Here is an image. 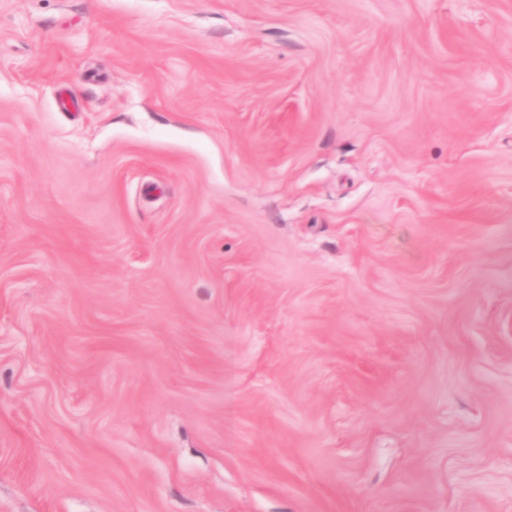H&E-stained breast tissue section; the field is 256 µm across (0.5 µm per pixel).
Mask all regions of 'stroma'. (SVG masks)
<instances>
[{
	"label": "stroma",
	"instance_id": "obj_1",
	"mask_svg": "<svg viewBox=\"0 0 512 512\" xmlns=\"http://www.w3.org/2000/svg\"><path fill=\"white\" fill-rule=\"evenodd\" d=\"M0 512H512V0H0Z\"/></svg>",
	"mask_w": 512,
	"mask_h": 512
}]
</instances>
